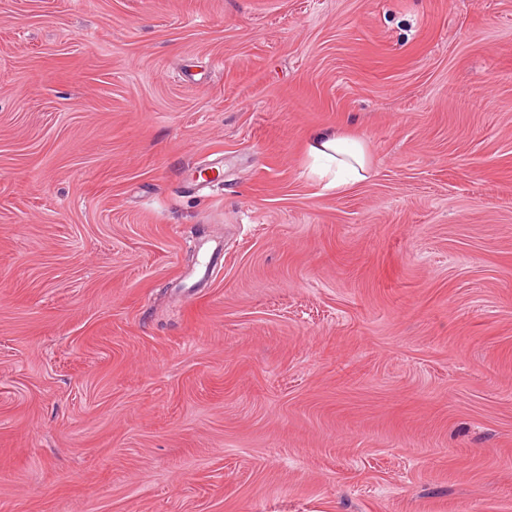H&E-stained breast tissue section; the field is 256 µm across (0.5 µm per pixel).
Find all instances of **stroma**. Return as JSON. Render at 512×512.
I'll list each match as a JSON object with an SVG mask.
<instances>
[{
	"instance_id": "obj_1",
	"label": "stroma",
	"mask_w": 512,
	"mask_h": 512,
	"mask_svg": "<svg viewBox=\"0 0 512 512\" xmlns=\"http://www.w3.org/2000/svg\"><path fill=\"white\" fill-rule=\"evenodd\" d=\"M0 512H512V0H0ZM307 154L314 164H320L323 175L331 174L326 188L336 191L367 180L375 166L365 140L346 127L313 134Z\"/></svg>"
}]
</instances>
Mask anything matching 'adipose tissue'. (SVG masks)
<instances>
[{
	"label": "adipose tissue",
	"mask_w": 512,
	"mask_h": 512,
	"mask_svg": "<svg viewBox=\"0 0 512 512\" xmlns=\"http://www.w3.org/2000/svg\"><path fill=\"white\" fill-rule=\"evenodd\" d=\"M307 154L329 174L328 188L336 190L367 180L375 166L365 140L345 127L313 134L308 141Z\"/></svg>",
	"instance_id": "1"
}]
</instances>
